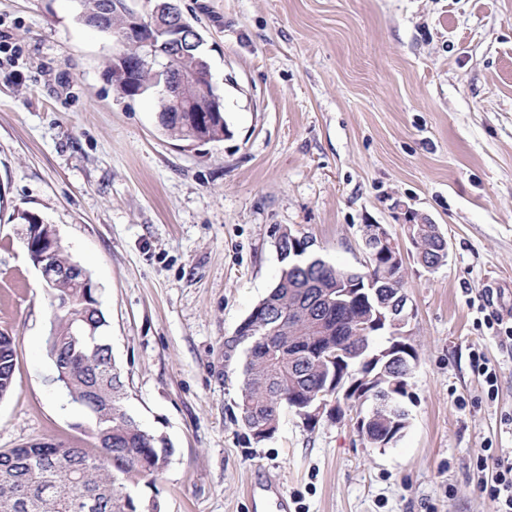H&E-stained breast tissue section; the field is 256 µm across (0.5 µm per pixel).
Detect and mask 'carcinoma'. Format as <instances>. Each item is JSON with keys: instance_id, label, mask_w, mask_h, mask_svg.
<instances>
[{"instance_id": "carcinoma-1", "label": "carcinoma", "mask_w": 512, "mask_h": 512, "mask_svg": "<svg viewBox=\"0 0 512 512\" xmlns=\"http://www.w3.org/2000/svg\"><path fill=\"white\" fill-rule=\"evenodd\" d=\"M77 19L84 25L114 37L121 36L124 17L105 9L107 0H77ZM129 52L148 53L168 61V47L161 37L150 38L141 47L131 43ZM211 121L196 132L211 141H221L229 132L224 120V105L210 113ZM158 125L164 134L177 140L188 139L189 131L180 124L177 113L160 112ZM416 250L426 263L439 267L448 259V243L436 234L434 224H414ZM279 254L283 268L280 277L255 308L256 335L239 334L246 344L242 361V384L238 408L241 422L256 442L277 431L281 412L287 408L304 418L313 428L317 421L305 415L310 397L326 389L333 371L350 383L359 376L369 358L377 359L375 371L381 373L380 386L397 399L408 396L412 371L402 360L388 362L374 339L388 334V348L401 346L399 353L418 356L410 336H392L388 325L372 326L377 300L368 280L381 286L384 300H394L405 288L404 269L397 266L382 277V256L369 259L370 269L354 271L324 261L310 263L292 255V250L307 243L284 226L279 231ZM52 264L65 275L46 285L54 311L57 341L48 353L63 371L55 372L56 382L71 401L85 412L86 434L93 448L73 445L65 462H57L58 448L53 439L36 445L26 443L0 452V512H45L48 493L58 499L57 512H82L77 502L100 490H112V503H103L95 512H160L155 500L130 492L129 485L140 480L152 484L167 467L175 452L166 439H148L149 432L128 412L127 392L116 365L110 363L112 351L102 336L106 319L98 301H89L82 286L85 270L76 264L64 247L52 255ZM331 300L328 314L316 316L309 310L312 297ZM95 327L92 336H76L74 328ZM337 352V361L319 357L324 349ZM14 337L0 332V393L9 394L16 366ZM367 416L375 418L368 430L358 431L363 443L384 448L390 444L384 407H370Z\"/></svg>"}]
</instances>
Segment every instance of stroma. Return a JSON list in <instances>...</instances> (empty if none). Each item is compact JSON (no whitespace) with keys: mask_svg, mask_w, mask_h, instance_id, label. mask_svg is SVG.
<instances>
[{"mask_svg":"<svg viewBox=\"0 0 512 512\" xmlns=\"http://www.w3.org/2000/svg\"><path fill=\"white\" fill-rule=\"evenodd\" d=\"M204 38L229 137L192 144L106 71L112 35L76 0H0V332L14 336L0 451L88 445L52 378L51 297L18 213L54 225L98 287L126 407L175 453L136 493L161 512H489L469 467L512 456V0H180ZM439 225L448 262L407 258L419 349L408 426L363 444L356 414L283 411L255 442L236 331L279 277L290 226L364 270L360 227ZM497 368L489 390L473 366Z\"/></svg>","mask_w":512,"mask_h":512,"instance_id":"stroma-1","label":"stroma"}]
</instances>
